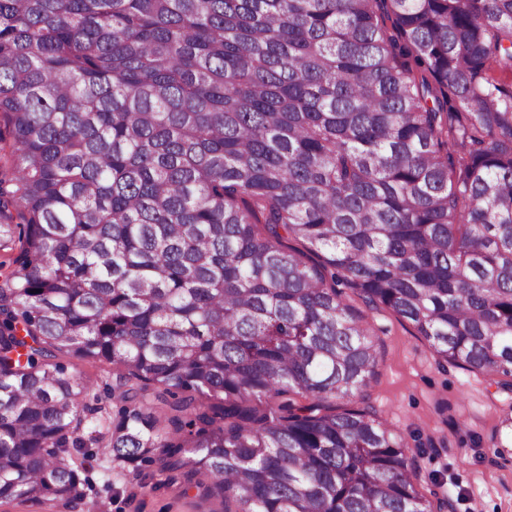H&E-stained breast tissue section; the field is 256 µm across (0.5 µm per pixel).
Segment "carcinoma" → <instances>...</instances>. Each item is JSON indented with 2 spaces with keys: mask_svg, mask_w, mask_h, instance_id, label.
<instances>
[{
  "mask_svg": "<svg viewBox=\"0 0 512 512\" xmlns=\"http://www.w3.org/2000/svg\"><path fill=\"white\" fill-rule=\"evenodd\" d=\"M508 77L512 0H0V502L443 512L339 287L512 393ZM61 361L68 366L69 370L72 369L73 365L77 364L80 370L91 376L96 381L93 393L101 395L105 399V384L112 383V371L115 369L112 364L80 361L71 357H64ZM98 495L89 492L87 502L98 505L87 511V507L78 506L75 509L58 508L57 512H212L224 510L222 500L217 497L203 498L192 489L189 494H183L182 489L175 485L168 489L150 491L147 487L142 493L136 486L132 468L112 463V472L106 463L93 462L89 473ZM110 481V489L104 490L105 482Z\"/></svg>",
  "mask_w": 512,
  "mask_h": 512,
  "instance_id": "cac0c4a2",
  "label": "carcinoma"
}]
</instances>
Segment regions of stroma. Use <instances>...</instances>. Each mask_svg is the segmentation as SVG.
I'll list each match as a JSON object with an SVG mask.
<instances>
[{
  "mask_svg": "<svg viewBox=\"0 0 512 512\" xmlns=\"http://www.w3.org/2000/svg\"><path fill=\"white\" fill-rule=\"evenodd\" d=\"M344 299L370 322L380 359L371 403L404 440L419 468L420 492L447 498L453 512H512V432L502 428L503 398L485 373L440 367L429 344L392 310H368L352 290ZM503 442L501 455L492 445ZM93 509L74 512H222L220 498L173 486L139 491L131 468L95 463Z\"/></svg>",
  "mask_w": 512,
  "mask_h": 512,
  "instance_id": "35a3bbf8",
  "label": "stroma"
}]
</instances>
